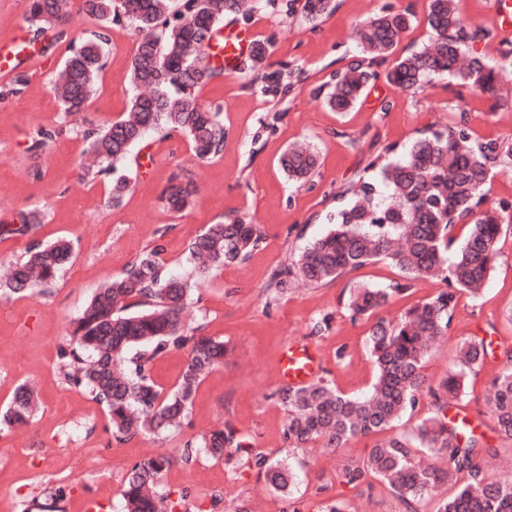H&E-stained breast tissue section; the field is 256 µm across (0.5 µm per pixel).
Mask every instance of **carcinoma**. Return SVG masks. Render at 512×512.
<instances>
[{
    "instance_id": "obj_1",
    "label": "carcinoma",
    "mask_w": 512,
    "mask_h": 512,
    "mask_svg": "<svg viewBox=\"0 0 512 512\" xmlns=\"http://www.w3.org/2000/svg\"><path fill=\"white\" fill-rule=\"evenodd\" d=\"M332 0H266L273 11L301 16L315 23L331 11ZM81 11L96 30L68 36V20L61 0H28L25 22L33 41L54 32L55 42L69 38L66 56L51 90L63 116L81 112L93 98L104 66V45L112 26L129 24L138 32L131 59L135 93L126 113L89 136L86 154L93 159L87 173L112 177L110 196L118 204L130 190L119 172L130 149L149 134L168 130L184 134L195 156L210 160L224 148L221 108L200 102L199 89L224 75L211 64L208 36L224 21L248 18L244 0H83ZM412 24L408 13L376 14L359 24L362 58L329 76L327 105L348 112L359 102L373 67L391 60L388 83L416 92L435 78L449 77L460 86L495 94L507 67L487 65L470 54V43L486 36L483 29L466 26L455 0H428L427 26L431 37L419 49L393 57L403 34ZM269 48L257 41L246 69L262 90L286 92L300 80L294 69L263 72ZM28 77L20 72L0 88V98L23 91ZM58 135V126L34 129L26 151L46 153ZM512 162V141L478 143L463 125L425 130L403 147L401 157L381 166L380 177H361L341 194L333 215L334 228L312 240L278 266L266 284L271 299L298 285L318 287L377 260H386L405 277L386 288L354 286L345 308L353 321L369 319L390 299L405 294L410 281L438 279L446 283L432 297L408 308L396 320L378 318L368 331V348L376 375L363 396L346 395L334 383L318 377L302 386L288 384L272 397L287 414L284 439L293 448L319 445L335 451L360 436L393 429L403 415L413 413L420 401L430 399L433 415L417 425L413 437L390 434L363 459L342 464L332 481L359 489L374 481L386 485L405 506L418 512L420 501H438L436 512H512V479L491 477L486 461L497 452L484 447V434L467 417L448 416L461 400L468 377L478 374L494 342L486 338L460 342L458 363L440 380L423 373L432 345L448 335L459 294L476 298L494 267L504 225L512 226L508 207L480 209L482 189L490 169ZM289 181L312 182L319 154L309 144H292L278 159ZM163 207L185 211L192 202L190 185L170 184L162 193ZM39 208L18 212L0 223V240L24 237L43 223ZM469 226L463 243L452 248L458 223ZM263 234L258 225L237 216L209 224L187 246L186 261L205 277L241 262L260 250ZM73 254L66 238L50 242L33 239L24 256L0 277V290L34 295L54 280ZM160 247L142 252L122 274L98 288L71 323V344L61 350L65 380L87 391L106 411L112 435L129 440L139 435H160L176 426L189 412L206 376L223 362L224 341L201 334L202 326L184 321L192 295L188 279L164 273ZM172 349L188 351L175 386L164 391L150 375V363ZM486 403L495 431L512 442V350L506 366L492 379ZM40 408L34 388L19 385L0 413V426L28 423ZM435 451L447 467H426L419 454ZM206 456L215 460L237 457L238 462L262 477L276 496L291 494L295 474L282 461L254 448L250 438L230 423L224 428L184 443L180 462L189 465ZM174 462L165 454L135 463L124 479L123 512H176L188 493L178 500L160 490V479ZM456 487L448 497L444 488Z\"/></svg>"
}]
</instances>
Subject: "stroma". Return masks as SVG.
<instances>
[{"label": "stroma", "mask_w": 512, "mask_h": 512, "mask_svg": "<svg viewBox=\"0 0 512 512\" xmlns=\"http://www.w3.org/2000/svg\"><path fill=\"white\" fill-rule=\"evenodd\" d=\"M242 29L269 47L267 66L301 68L303 81L287 96L263 94L249 72L224 75L204 86L202 103L217 104L226 130L223 152L212 160L197 159L180 133H152L131 148L121 170L131 181L120 204L110 202L107 177H88L82 168L84 132L117 119L132 96L130 61L137 37L131 27L113 28L105 47L107 64L98 90L85 111L72 116L52 149L41 156L23 144L36 126L55 123L60 106L50 91L51 75L63 50L40 59L25 92L0 104V222L18 210L38 207L44 224L33 238L70 239L74 254L43 295L18 297L0 293V409L21 383L33 385L42 407L29 425L0 429V512H42L45 483L68 487L65 512H121L123 480L137 462L160 453L179 455L185 441L233 423L255 448L288 460L297 474L292 498L267 490L256 473L206 458L191 465L173 464L162 488L179 496L189 490L187 512H224L246 501L251 512H288L293 498L316 504L343 499L348 512H405L400 500L380 482L363 490L329 485L339 465L366 457L378 436L360 437L346 447L292 448L283 438L286 414L271 394L282 386V351L291 344L316 349L320 373L348 395L365 394L374 380L368 350L369 321L351 322L344 308L345 290L358 283L378 288L401 279L402 273L377 261L322 287L301 288L270 302L265 284L271 271L310 240L327 232L336 211V195L360 176L374 174L373 162L391 147L409 144L418 131L444 129L465 121L479 142L512 138V99L495 98L435 79L417 92L370 81L350 111L334 112L326 104L325 82L333 71L356 58L358 22L389 8L409 11L413 23L399 53L427 41L428 0H333L335 9L310 26L300 14L275 13L265 0ZM499 0H457L462 19L489 30L473 50L493 66L505 63L512 48V26ZM275 130L262 124L273 113ZM307 141L318 149L320 166L312 184L290 183L277 160L290 144ZM178 180L196 188L186 212L166 211L159 197ZM248 216L266 241L246 261L199 281L190 317L204 323V333L224 340L229 352L221 366L201 384L180 428L162 436L115 440L102 406L82 390L66 385L60 349L70 321L106 280L119 274L143 251L162 246L166 271L189 275L184 262L188 243L208 224ZM331 314V328L311 335L314 319ZM491 338L512 348V229L504 230L494 267L480 298L461 294L452 328L425 359L423 372L440 379L453 365L462 340ZM345 360H337L338 347ZM504 365L487 358L470 379L459 408L480 423L499 456H512V443L495 432L485 395ZM221 505H214V498Z\"/></svg>", "instance_id": "1"}]
</instances>
